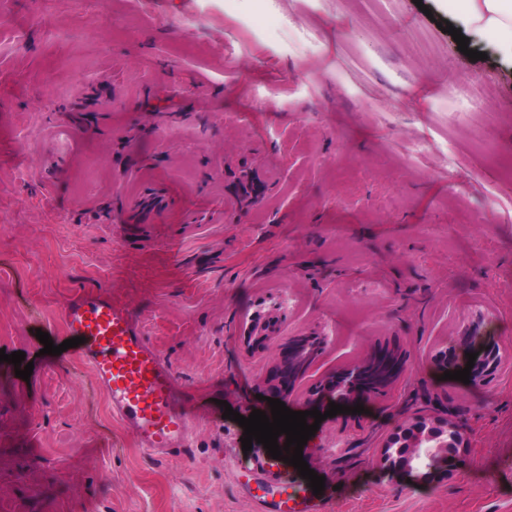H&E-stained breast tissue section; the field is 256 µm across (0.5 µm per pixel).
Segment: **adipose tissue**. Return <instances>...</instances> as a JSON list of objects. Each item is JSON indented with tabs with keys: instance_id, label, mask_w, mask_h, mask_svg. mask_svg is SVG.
<instances>
[{
	"instance_id": "1",
	"label": "adipose tissue",
	"mask_w": 512,
	"mask_h": 512,
	"mask_svg": "<svg viewBox=\"0 0 512 512\" xmlns=\"http://www.w3.org/2000/svg\"><path fill=\"white\" fill-rule=\"evenodd\" d=\"M461 21L474 36L494 33L500 55L512 59V0H457Z\"/></svg>"
}]
</instances>
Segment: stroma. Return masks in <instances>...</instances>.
Segmentation results:
<instances>
[{
  "label": "stroma",
  "mask_w": 512,
  "mask_h": 512,
  "mask_svg": "<svg viewBox=\"0 0 512 512\" xmlns=\"http://www.w3.org/2000/svg\"><path fill=\"white\" fill-rule=\"evenodd\" d=\"M445 0H0V512H257L308 490L226 409L269 411L279 345L321 336L285 405L377 346L404 370L303 447L321 512H512V63ZM108 290L186 381L189 448L153 454L90 370L42 353ZM286 314L266 346L254 316ZM477 332L484 383L449 380ZM459 422L423 475L382 447Z\"/></svg>",
  "instance_id": "stroma-1"
}]
</instances>
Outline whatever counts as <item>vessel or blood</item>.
<instances>
[{"mask_svg": "<svg viewBox=\"0 0 512 512\" xmlns=\"http://www.w3.org/2000/svg\"><path fill=\"white\" fill-rule=\"evenodd\" d=\"M76 356L106 394L111 412L149 452L182 449L196 408L178 374L145 338L138 320L102 289L69 298L63 307ZM275 501L260 498L262 512H316L307 497L280 487Z\"/></svg>", "mask_w": 512, "mask_h": 512, "instance_id": "obj_1", "label": "vessel or blood"}]
</instances>
